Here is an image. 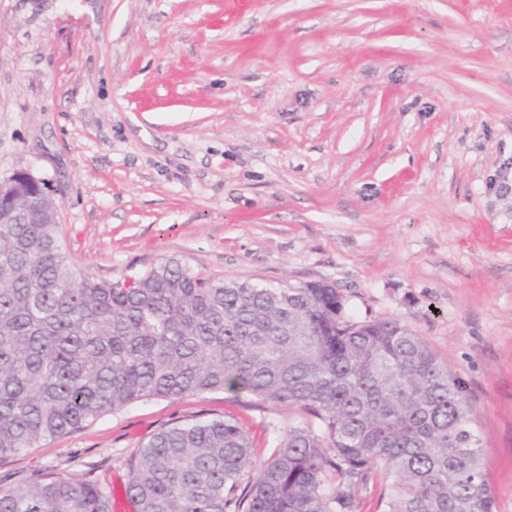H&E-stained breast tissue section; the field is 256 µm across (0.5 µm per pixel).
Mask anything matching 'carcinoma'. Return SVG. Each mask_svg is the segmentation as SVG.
I'll use <instances>...</instances> for the list:
<instances>
[{"label":"carcinoma","instance_id":"cac0c4a2","mask_svg":"<svg viewBox=\"0 0 512 512\" xmlns=\"http://www.w3.org/2000/svg\"><path fill=\"white\" fill-rule=\"evenodd\" d=\"M46 182L0 190V456L149 397L224 391L297 409L254 463L232 414L173 423L129 458L132 512H494L462 381L398 319L355 321L332 284L266 287L169 259L132 280L78 273ZM60 476L0 488V512H112Z\"/></svg>","mask_w":512,"mask_h":512}]
</instances>
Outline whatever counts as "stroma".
<instances>
[{
	"mask_svg": "<svg viewBox=\"0 0 512 512\" xmlns=\"http://www.w3.org/2000/svg\"><path fill=\"white\" fill-rule=\"evenodd\" d=\"M50 185L76 271L335 284L462 379L512 512V0H0V180ZM295 409L141 399L0 457L110 485L163 426Z\"/></svg>",
	"mask_w": 512,
	"mask_h": 512,
	"instance_id": "stroma-1",
	"label": "stroma"
}]
</instances>
